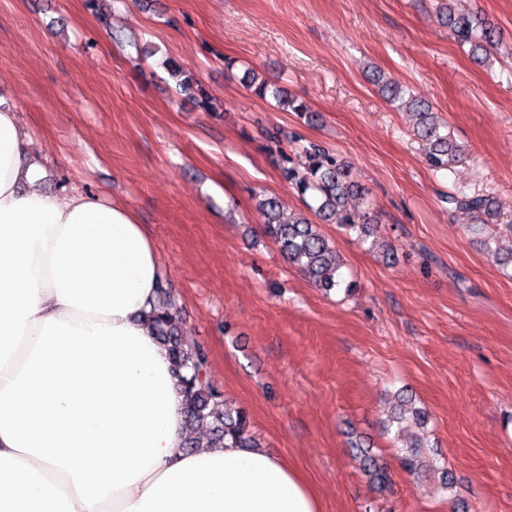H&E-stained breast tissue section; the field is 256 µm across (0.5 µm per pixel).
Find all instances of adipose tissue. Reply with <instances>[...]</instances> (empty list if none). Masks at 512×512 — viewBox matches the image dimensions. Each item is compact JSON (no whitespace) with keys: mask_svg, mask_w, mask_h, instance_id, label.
<instances>
[{"mask_svg":"<svg viewBox=\"0 0 512 512\" xmlns=\"http://www.w3.org/2000/svg\"><path fill=\"white\" fill-rule=\"evenodd\" d=\"M0 95V512H320L259 448L187 452L145 318L161 262L124 206L37 186Z\"/></svg>","mask_w":512,"mask_h":512,"instance_id":"1","label":"adipose tissue"}]
</instances>
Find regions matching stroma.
<instances>
[{
    "instance_id": "35a3bbf8",
    "label": "stroma",
    "mask_w": 512,
    "mask_h": 512,
    "mask_svg": "<svg viewBox=\"0 0 512 512\" xmlns=\"http://www.w3.org/2000/svg\"><path fill=\"white\" fill-rule=\"evenodd\" d=\"M439 0H0V92L17 108L41 185L128 207L160 255L182 335L246 409L262 449L299 470L322 512H512V56L472 62ZM178 61L219 104L180 95ZM305 101L277 109L247 70ZM428 102L465 149L433 171L371 71ZM318 143L370 200L372 239L334 224L351 297L280 254L256 207L284 157ZM492 196L499 255L446 194ZM429 414L431 470L404 472L381 431L391 393ZM386 462L380 494L351 445ZM447 466L451 490L440 488Z\"/></svg>"
}]
</instances>
